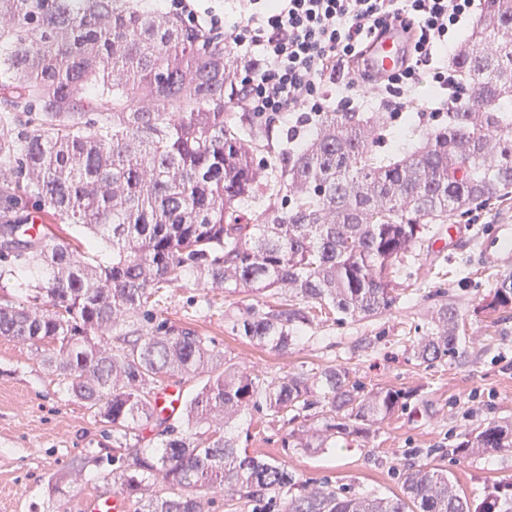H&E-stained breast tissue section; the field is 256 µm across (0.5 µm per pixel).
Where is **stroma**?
<instances>
[{"mask_svg": "<svg viewBox=\"0 0 512 512\" xmlns=\"http://www.w3.org/2000/svg\"><path fill=\"white\" fill-rule=\"evenodd\" d=\"M431 116L405 112L386 117L385 149L421 140L436 127ZM512 223V201L457 221L458 235L445 252L423 243L396 308L344 324H315L278 353L237 336L232 322L247 304L242 295L187 277L168 288L155 321L196 329L223 353L226 364L259 375L284 376L300 369L344 365L366 388L409 392L403 409L375 426L367 440L299 453L283 447L289 426L261 422L258 413L230 421L228 435L249 452L277 459L303 481H327L355 493H400L405 468L429 462L444 469L471 498L487 486L512 481V449L460 459L453 449L463 435L496 420L512 424V308L486 310L496 270L467 278L482 262L480 243L496 221ZM445 289L466 330L467 356L434 366L405 349L415 327H426L434 301ZM120 451L99 421L65 384L42 365L34 347L0 336V512H81L90 493L113 494Z\"/></svg>", "mask_w": 512, "mask_h": 512, "instance_id": "obj_1", "label": "stroma"}]
</instances>
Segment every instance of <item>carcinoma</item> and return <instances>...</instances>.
<instances>
[{
    "instance_id": "cac0c4a2",
    "label": "carcinoma",
    "mask_w": 512,
    "mask_h": 512,
    "mask_svg": "<svg viewBox=\"0 0 512 512\" xmlns=\"http://www.w3.org/2000/svg\"><path fill=\"white\" fill-rule=\"evenodd\" d=\"M454 64L471 106L419 144L383 154L384 124L361 112H322L304 143L275 165L265 201L264 123L232 112L238 62L224 40L146 0H0V336L28 343L67 390L112 426L132 456L119 475L136 512H205L219 488L252 512H512V481L474 504L442 469L411 465L402 494L356 495L310 486L274 458L239 448L225 420L263 410L290 424L314 406L319 424L291 430L296 451L332 439L365 440L407 393L366 389L342 367L268 377L223 360L197 330L159 322L162 290L188 274L229 295L279 291L247 304L232 330L284 352L314 322L377 316L400 302L417 247L444 224L512 198V0L485 11ZM87 229L92 254L28 225ZM410 354L432 365L462 356L448 292ZM512 307V274L499 277L489 310ZM122 345L108 348L112 331ZM200 378L184 399L181 430L160 417L156 383ZM161 427V447L139 430ZM512 448V425L489 421L452 453ZM158 483L161 491L148 487Z\"/></svg>"
}]
</instances>
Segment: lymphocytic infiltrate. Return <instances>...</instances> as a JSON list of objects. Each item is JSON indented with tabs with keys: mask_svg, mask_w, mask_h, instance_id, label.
I'll return each instance as SVG.
<instances>
[{
	"mask_svg": "<svg viewBox=\"0 0 512 512\" xmlns=\"http://www.w3.org/2000/svg\"><path fill=\"white\" fill-rule=\"evenodd\" d=\"M476 0H246L229 38L244 48L238 106L273 121L284 113L444 112L467 105L444 52L475 15ZM399 21L410 52L396 72L361 70L367 42ZM432 94L420 95L422 83Z\"/></svg>",
	"mask_w": 512,
	"mask_h": 512,
	"instance_id": "f902f5d3",
	"label": "lymphocytic infiltrate"
}]
</instances>
